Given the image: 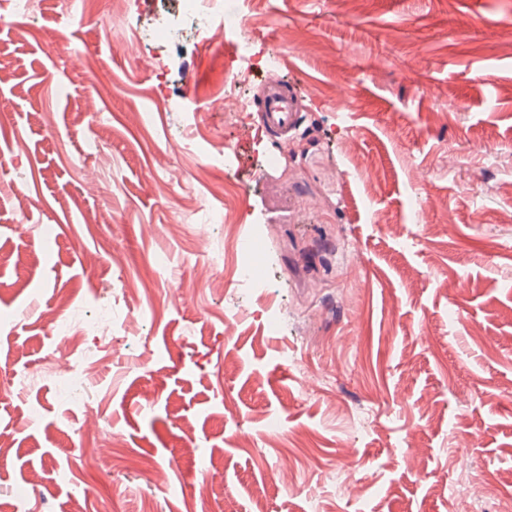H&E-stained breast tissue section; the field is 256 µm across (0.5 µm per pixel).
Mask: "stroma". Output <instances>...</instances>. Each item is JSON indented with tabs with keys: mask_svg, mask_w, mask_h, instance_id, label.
<instances>
[{
	"mask_svg": "<svg viewBox=\"0 0 512 512\" xmlns=\"http://www.w3.org/2000/svg\"><path fill=\"white\" fill-rule=\"evenodd\" d=\"M176 9L0 8V512H501L512 0H223L192 54L155 42ZM247 19L302 108L271 183L272 141L214 106ZM247 179L254 288L209 219ZM69 359L88 411L29 378Z\"/></svg>",
	"mask_w": 512,
	"mask_h": 512,
	"instance_id": "obj_1",
	"label": "stroma"
}]
</instances>
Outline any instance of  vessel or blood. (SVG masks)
I'll return each mask as SVG.
<instances>
[{
	"instance_id": "b4317fda",
	"label": "vessel or blood",
	"mask_w": 512,
	"mask_h": 512,
	"mask_svg": "<svg viewBox=\"0 0 512 512\" xmlns=\"http://www.w3.org/2000/svg\"><path fill=\"white\" fill-rule=\"evenodd\" d=\"M249 107L256 123L276 143L285 141L298 128L301 112L292 87L276 77H267Z\"/></svg>"
}]
</instances>
